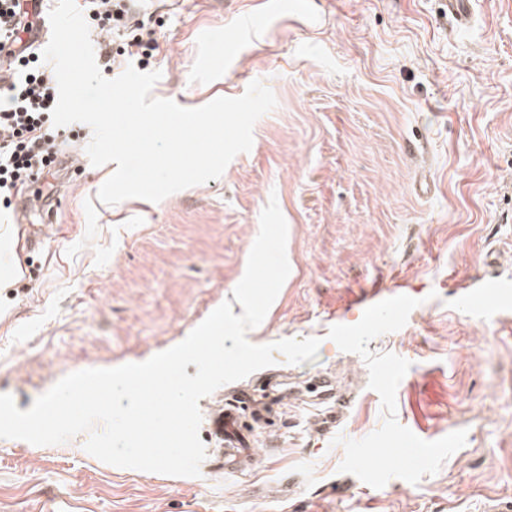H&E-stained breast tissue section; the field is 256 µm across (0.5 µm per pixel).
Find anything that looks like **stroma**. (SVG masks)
Wrapping results in <instances>:
<instances>
[{"mask_svg": "<svg viewBox=\"0 0 512 512\" xmlns=\"http://www.w3.org/2000/svg\"><path fill=\"white\" fill-rule=\"evenodd\" d=\"M156 98L197 108L259 79L277 106L222 176L161 202L101 203L115 163L92 166L91 128L47 173L29 222L15 195V272L0 284V393L19 410L69 373L142 362L232 301L276 198L290 274L254 344L315 337L316 359L271 366L200 399L196 477L104 463L88 433L0 439V512H486L512 502V0H311L224 34L259 0H156ZM497 281L481 298L466 287ZM404 297L369 321L367 304ZM351 396L340 434L321 405L257 422L253 471L225 473L210 426L239 390Z\"/></svg>", "mask_w": 512, "mask_h": 512, "instance_id": "stroma-1", "label": "stroma"}]
</instances>
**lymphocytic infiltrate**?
<instances>
[{"label":"lymphocytic infiltrate","instance_id":"lymphocytic-infiltrate-1","mask_svg":"<svg viewBox=\"0 0 512 512\" xmlns=\"http://www.w3.org/2000/svg\"><path fill=\"white\" fill-rule=\"evenodd\" d=\"M80 9L92 35L101 39L103 70L118 57H142L155 50V31L126 0H82ZM35 26L21 0H0V208L36 183L67 143L65 128L54 126L50 112L57 83L43 45L29 40Z\"/></svg>","mask_w":512,"mask_h":512}]
</instances>
